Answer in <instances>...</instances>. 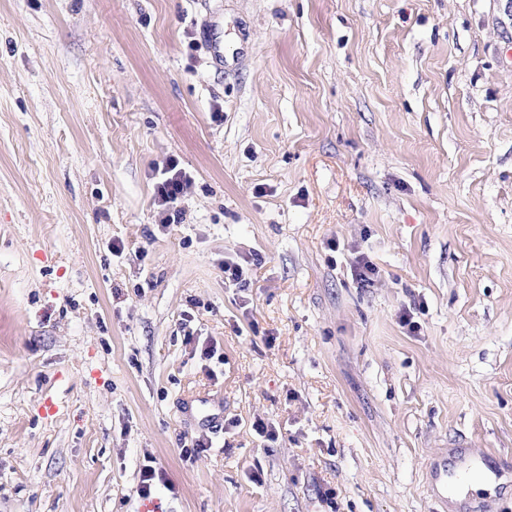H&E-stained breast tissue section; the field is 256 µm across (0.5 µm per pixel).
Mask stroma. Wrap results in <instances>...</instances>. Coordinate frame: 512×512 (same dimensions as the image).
Listing matches in <instances>:
<instances>
[{"mask_svg": "<svg viewBox=\"0 0 512 512\" xmlns=\"http://www.w3.org/2000/svg\"><path fill=\"white\" fill-rule=\"evenodd\" d=\"M463 456L508 484L440 508ZM149 462L162 512L512 504V0H0V512ZM178 164L173 163L163 174L164 178L156 186L154 203L159 207L160 224H170L169 212L177 208L184 198V191L189 183V177ZM220 267L224 271L225 285L228 283L229 286L232 285L236 288H242V290L249 288L250 279L247 271L241 264L233 260H224V262L220 264Z\"/></svg>", "mask_w": 512, "mask_h": 512, "instance_id": "obj_1", "label": "stroma"}]
</instances>
